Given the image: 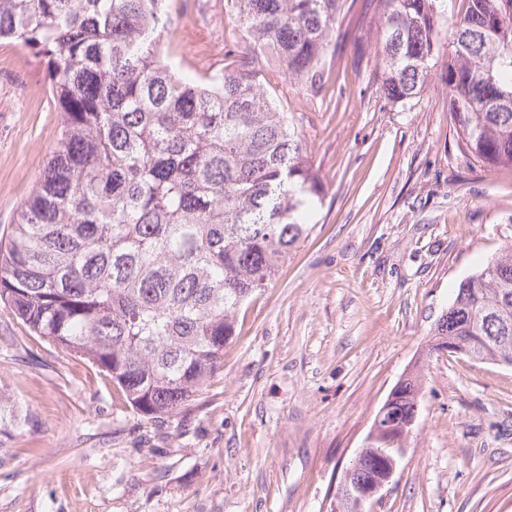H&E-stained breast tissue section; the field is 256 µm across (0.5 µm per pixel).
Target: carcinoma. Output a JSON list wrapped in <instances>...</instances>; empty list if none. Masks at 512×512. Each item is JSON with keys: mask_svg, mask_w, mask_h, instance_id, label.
<instances>
[{"mask_svg": "<svg viewBox=\"0 0 512 512\" xmlns=\"http://www.w3.org/2000/svg\"><path fill=\"white\" fill-rule=\"evenodd\" d=\"M461 1L465 7H456ZM248 49L197 80L157 36L169 0H0V39L45 59L61 114L51 158L0 244V301L36 335L106 373L154 419L223 363L241 306L311 230L322 181L259 77L320 91L339 45L391 104L444 81L459 147L512 168V0H226ZM452 37L442 42V33ZM476 336L477 360L512 364V247L465 278L431 343ZM421 374L387 419L418 411ZM22 419L0 398V435Z\"/></svg>", "mask_w": 512, "mask_h": 512, "instance_id": "obj_1", "label": "carcinoma"}]
</instances>
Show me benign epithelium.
<instances>
[{
    "instance_id": "7a95c632",
    "label": "benign epithelium",
    "mask_w": 512,
    "mask_h": 512,
    "mask_svg": "<svg viewBox=\"0 0 512 512\" xmlns=\"http://www.w3.org/2000/svg\"><path fill=\"white\" fill-rule=\"evenodd\" d=\"M388 409L389 402L386 401L376 413L362 448L357 451L354 461L343 470L333 501L335 512H365V503L373 500L391 482L398 462L405 453L404 445H406L407 438H401V447L399 448L375 447L378 434L392 429L391 423L386 421ZM367 450L373 451L375 456L386 458V468L369 478L360 475V466L357 464Z\"/></svg>"
}]
</instances>
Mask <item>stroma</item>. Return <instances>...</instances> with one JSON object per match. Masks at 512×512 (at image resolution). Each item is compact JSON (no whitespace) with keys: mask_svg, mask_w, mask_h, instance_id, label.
<instances>
[{"mask_svg":"<svg viewBox=\"0 0 512 512\" xmlns=\"http://www.w3.org/2000/svg\"><path fill=\"white\" fill-rule=\"evenodd\" d=\"M164 59L198 77L248 41L226 0H170ZM344 43L324 91L280 85L326 191L318 222L240 309L224 361L177 413L111 380L0 302V512H326L377 410L413 367L420 410L367 512H512V367L428 349L459 283L512 246V169L459 150L437 64L391 105ZM61 125L46 67L0 43V231Z\"/></svg>","mask_w":512,"mask_h":512,"instance_id":"35a3bbf8","label":"stroma"}]
</instances>
